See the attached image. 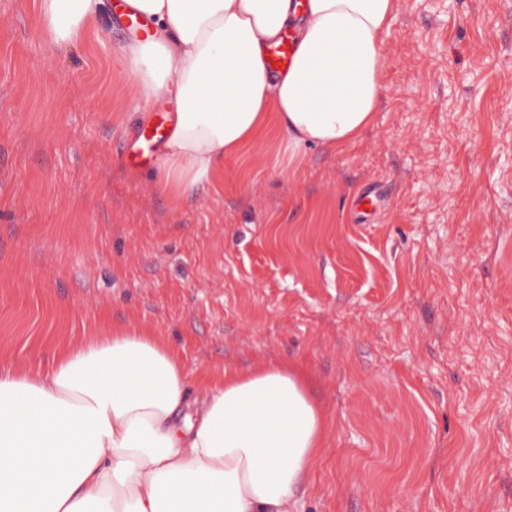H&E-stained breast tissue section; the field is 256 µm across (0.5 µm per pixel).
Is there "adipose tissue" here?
<instances>
[{
    "label": "adipose tissue",
    "instance_id": "1",
    "mask_svg": "<svg viewBox=\"0 0 512 512\" xmlns=\"http://www.w3.org/2000/svg\"><path fill=\"white\" fill-rule=\"evenodd\" d=\"M149 22L118 62L140 113L174 109L159 160L165 191L210 183L265 130L283 155L336 150L383 99V34L395 0H128ZM47 40L75 41L106 0H38ZM292 63L267 48L282 34ZM332 421L288 366L228 370L188 395L179 353L128 326L47 367L0 368V512H302L298 496Z\"/></svg>",
    "mask_w": 512,
    "mask_h": 512
}]
</instances>
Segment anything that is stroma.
<instances>
[{
    "instance_id": "stroma-1",
    "label": "stroma",
    "mask_w": 512,
    "mask_h": 512,
    "mask_svg": "<svg viewBox=\"0 0 512 512\" xmlns=\"http://www.w3.org/2000/svg\"><path fill=\"white\" fill-rule=\"evenodd\" d=\"M128 37L0 0V365L128 325L193 383L294 363L333 418L304 512H512V0H397L355 141L175 198L121 151Z\"/></svg>"
}]
</instances>
